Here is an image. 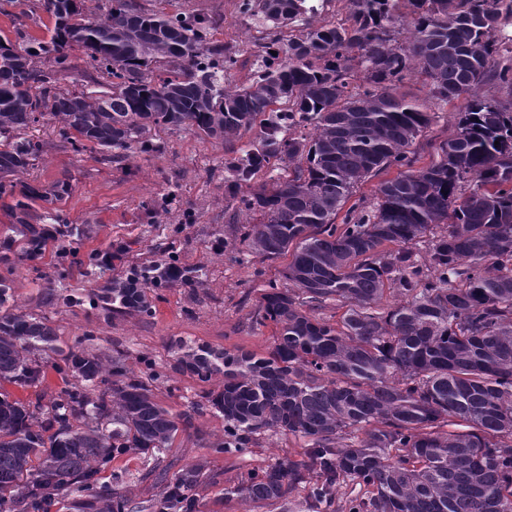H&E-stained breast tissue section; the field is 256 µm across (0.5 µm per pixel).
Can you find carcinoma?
Instances as JSON below:
<instances>
[{"mask_svg": "<svg viewBox=\"0 0 512 512\" xmlns=\"http://www.w3.org/2000/svg\"><path fill=\"white\" fill-rule=\"evenodd\" d=\"M328 2L237 0L240 15L262 22L268 50L242 86L222 85L237 57L199 13L112 0L96 16L84 0H38L55 19L49 40L0 37V199H14L15 219L1 264L50 249L57 278L69 264L95 277L133 251L129 241L82 254L93 225L32 212L71 190L14 179L44 153L22 132L47 113L75 152L151 155L162 150L158 128L226 143L260 124L258 146L224 163L229 196L250 219L234 248L289 256L288 285L271 282L260 298L257 324L275 327L266 355L169 340L173 371L223 381L178 414L155 399L166 375L150 358L137 374L118 357L104 374L93 332L63 350L50 319L17 307L0 276V382L34 387L49 366L62 380L45 403L0 393V512H51L72 495L75 512H200L203 467L170 476L160 464L174 435L210 410L224 416L210 447L226 454L273 434L308 439L301 459L250 471L227 496L286 501L302 486L331 505L353 483L366 494L342 512H512V0H346L334 20ZM74 45L107 90L61 87ZM416 74L436 103L463 100L455 134L430 141L419 169L414 144L431 105L396 93ZM482 84L492 93L479 94ZM277 165L272 184L253 186ZM392 167L375 201L352 200ZM201 271L169 253L81 294L49 288L45 303L150 319L170 288L198 301ZM330 301L341 314L321 315ZM129 454L144 456L160 486L141 507L122 490L125 473L99 478Z\"/></svg>", "mask_w": 512, "mask_h": 512, "instance_id": "carcinoma-1", "label": "carcinoma"}]
</instances>
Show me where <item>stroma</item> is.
I'll list each match as a JSON object with an SVG mask.
<instances>
[{
    "label": "stroma",
    "mask_w": 512,
    "mask_h": 512,
    "mask_svg": "<svg viewBox=\"0 0 512 512\" xmlns=\"http://www.w3.org/2000/svg\"><path fill=\"white\" fill-rule=\"evenodd\" d=\"M31 0H0V37L14 38L17 28L28 35L46 40L54 26L48 14L39 19L28 16ZM146 10L171 13L195 12L213 16L219 24L213 39L236 51L238 63L230 82L246 84L261 65L264 54V28L257 21L242 17L236 0H136ZM30 134L46 143V150L33 168L23 174V181L48 185L69 179L72 191L57 202L56 208L66 224H90L94 227L84 250L106 249L122 241H134V250L145 259L160 253L176 252L192 264L203 267L200 290L204 298L195 308H188L183 289L174 288L157 304L154 318L117 317L104 321L95 312L80 308L54 311L45 308L40 294L46 288L44 272L49 271L51 256L16 265L7 270L0 264V274H8L16 304L21 310L46 314L67 346L94 330L96 349L104 367H111L113 357L124 355L127 366H134L137 355L155 360L160 369L171 362L168 340L173 336L224 349H244L266 353L274 343L273 325L257 324L261 290L270 280H281L287 257L265 260L245 257L234 251L232 241L238 224L245 216L232 203L224 186V160L230 151L251 149L260 136L252 128L225 144L204 139L187 129L156 130L155 139L163 146L154 155L132 154L116 150L104 157L97 147L74 152L60 139L51 117H44L30 127ZM157 194L167 195L168 211L154 213L146 204ZM223 234V253L213 247L215 234ZM201 383L187 375H172L170 381L154 386L153 393L164 407L178 413L195 401ZM196 432L178 431L163 455L164 464L179 470L189 463L201 464L208 482L200 489L202 512H328L313 505L305 491H298L288 503H252L239 498H225V486L241 481L254 469L278 458L300 459L303 438L273 435L242 456L216 452L200 444L201 439L216 440L224 434V417L208 412L197 418ZM128 474L125 491L136 502L150 499L158 491L154 478L144 477L140 457L124 456L101 470L102 482L112 480L113 470Z\"/></svg>",
    "instance_id": "obj_1"
}]
</instances>
